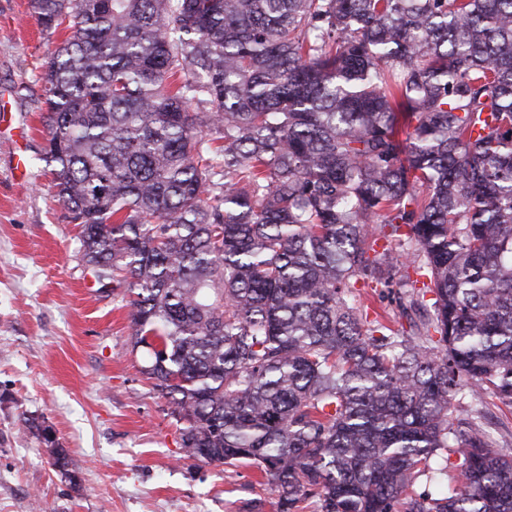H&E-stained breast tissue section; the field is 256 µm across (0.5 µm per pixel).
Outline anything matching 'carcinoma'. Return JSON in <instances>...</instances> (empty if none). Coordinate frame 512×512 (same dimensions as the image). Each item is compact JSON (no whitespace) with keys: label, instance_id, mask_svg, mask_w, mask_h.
<instances>
[{"label":"carcinoma","instance_id":"carcinoma-1","mask_svg":"<svg viewBox=\"0 0 512 512\" xmlns=\"http://www.w3.org/2000/svg\"><path fill=\"white\" fill-rule=\"evenodd\" d=\"M31 6L69 35L30 164L188 457L252 464L278 512H512L455 407H512V0ZM440 448L462 486L408 495Z\"/></svg>","mask_w":512,"mask_h":512}]
</instances>
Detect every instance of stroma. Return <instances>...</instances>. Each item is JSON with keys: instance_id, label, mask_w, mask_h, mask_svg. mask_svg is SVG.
I'll list each match as a JSON object with an SVG mask.
<instances>
[{"instance_id": "stroma-1", "label": "stroma", "mask_w": 512, "mask_h": 512, "mask_svg": "<svg viewBox=\"0 0 512 512\" xmlns=\"http://www.w3.org/2000/svg\"><path fill=\"white\" fill-rule=\"evenodd\" d=\"M52 48L30 0H0V512H277L252 465L188 458L127 308L84 270L77 226L29 163ZM25 416L51 428L68 474Z\"/></svg>"}]
</instances>
